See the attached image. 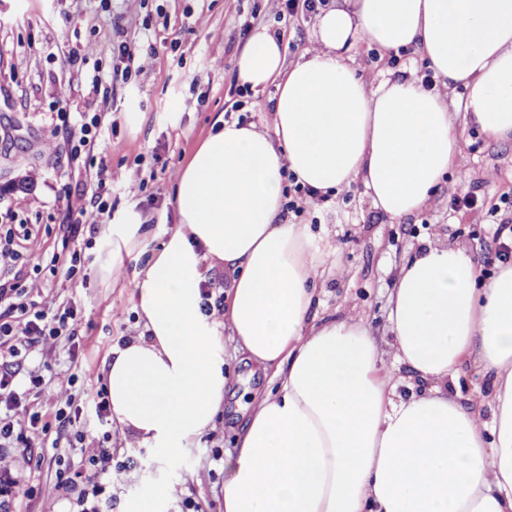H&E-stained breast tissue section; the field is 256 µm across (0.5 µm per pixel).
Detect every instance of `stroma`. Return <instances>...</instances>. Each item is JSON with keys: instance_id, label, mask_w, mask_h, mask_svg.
Returning <instances> with one entry per match:
<instances>
[{"instance_id": "35a3bbf8", "label": "stroma", "mask_w": 512, "mask_h": 512, "mask_svg": "<svg viewBox=\"0 0 512 512\" xmlns=\"http://www.w3.org/2000/svg\"><path fill=\"white\" fill-rule=\"evenodd\" d=\"M205 27H198V20ZM316 17L289 22L272 0H0V212L17 232L15 248L28 263V298L39 306L73 304L82 324L72 340L31 348L22 359L20 381L39 375L13 409L14 418L31 414L53 420L58 409L83 405L103 380V360L116 344L138 335L143 326L130 286L143 257L130 256L102 288L94 243L102 225L120 224L127 212L139 213L156 249L177 221L174 180L177 169L210 132L217 116L271 128L274 87L242 93L236 57L249 34L266 27L282 35L288 60L309 47ZM127 42L144 68L123 78L112 56L113 44ZM86 52L73 66V52ZM71 92L58 101L59 85ZM69 112L101 117L97 143L106 149L109 169L121 172L134 193L111 191L106 212L82 225L85 267L75 281L52 272L53 259H66V192L92 177L85 158L70 155V133L58 118ZM456 130L468 148L460 166L420 213L394 222L376 212L362 185L304 213L317 246L333 247L319 282L318 315L365 313L366 324L384 353H391L389 294L403 260L424 241L465 247L479 259L493 257L494 227L485 210L512 195V141L487 138L457 119ZM462 187L477 196L474 209L453 203ZM228 388L233 407L269 381L225 344ZM107 472L93 474L88 458L92 440L38 437L32 447L0 449V512H61L79 497L98 512H136L153 503L155 512H183L184 502L199 512H224V458L234 450L228 413L216 427L190 438L176 452L127 446L120 432L110 442ZM74 476L71 489L56 485V471Z\"/></svg>"}]
</instances>
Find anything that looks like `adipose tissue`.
Listing matches in <instances>:
<instances>
[{"label": "adipose tissue", "mask_w": 512, "mask_h": 512, "mask_svg": "<svg viewBox=\"0 0 512 512\" xmlns=\"http://www.w3.org/2000/svg\"><path fill=\"white\" fill-rule=\"evenodd\" d=\"M313 39L291 63L268 28L246 39L237 79L275 86L274 131L223 121L197 145L159 249L136 215L99 235L103 287L125 255L150 253L131 283L145 332L103 364L112 416L139 445L177 449L214 429L226 331L277 387L235 432L224 512H512V264L487 275L463 247L417 249L390 295L388 361L363 315H312L326 253L283 218L284 171L320 196L361 183L400 221L460 163L457 117L512 139V0H336ZM361 44L411 49L435 84L412 68L367 79L352 65ZM459 85L460 116L442 94ZM212 263L230 281L209 309ZM396 363L427 391L400 393ZM466 366L491 383L487 410L460 401Z\"/></svg>", "instance_id": "adipose-tissue-1"}]
</instances>
